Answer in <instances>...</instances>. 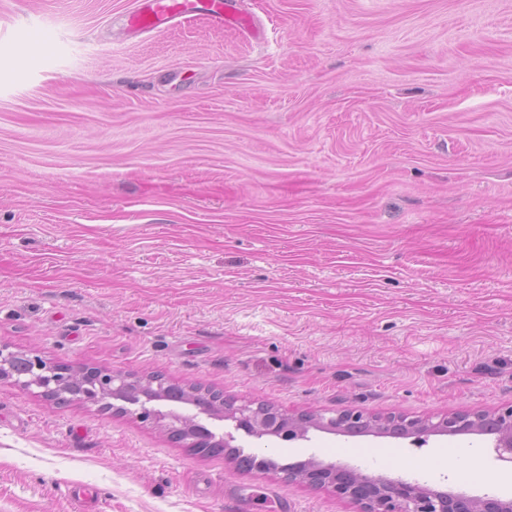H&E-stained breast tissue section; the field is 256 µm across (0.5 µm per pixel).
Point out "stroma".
<instances>
[{
    "label": "stroma",
    "mask_w": 512,
    "mask_h": 512,
    "mask_svg": "<svg viewBox=\"0 0 512 512\" xmlns=\"http://www.w3.org/2000/svg\"><path fill=\"white\" fill-rule=\"evenodd\" d=\"M135 2L0 0V343L288 415L512 404V0H247L260 41ZM202 422L269 469L1 382L0 512H361L311 458L512 498L484 435ZM234 414L236 423L245 427L251 432L252 436L258 439L264 436L277 435L282 441L290 443L308 438V429L295 427L290 422H288V425L277 429L280 423L279 419L272 423L271 419L267 418L266 415L257 413L247 404L241 405Z\"/></svg>",
    "instance_id": "35a3bbf8"
}]
</instances>
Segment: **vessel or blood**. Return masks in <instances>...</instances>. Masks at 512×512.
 Masks as SVG:
<instances>
[{"label":"vessel or blood","instance_id":"vessel-or-blood-1","mask_svg":"<svg viewBox=\"0 0 512 512\" xmlns=\"http://www.w3.org/2000/svg\"><path fill=\"white\" fill-rule=\"evenodd\" d=\"M198 16L215 27L233 29L253 38L260 33L240 0H139L136 8L125 15L124 22L130 32L145 33Z\"/></svg>","mask_w":512,"mask_h":512}]
</instances>
